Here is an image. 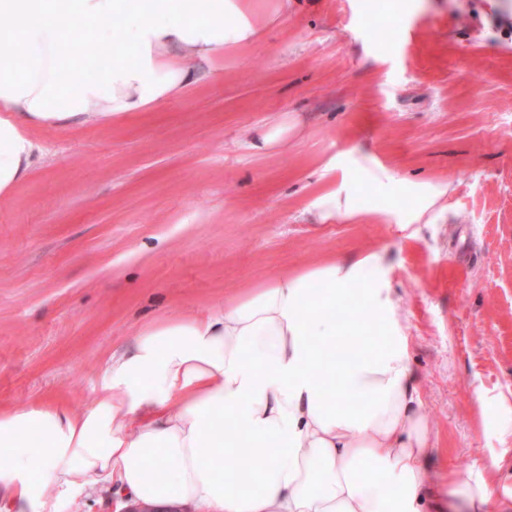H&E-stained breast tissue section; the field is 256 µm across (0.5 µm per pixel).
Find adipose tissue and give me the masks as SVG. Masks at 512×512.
I'll list each match as a JSON object with an SVG mask.
<instances>
[{
	"instance_id": "obj_1",
	"label": "adipose tissue",
	"mask_w": 512,
	"mask_h": 512,
	"mask_svg": "<svg viewBox=\"0 0 512 512\" xmlns=\"http://www.w3.org/2000/svg\"><path fill=\"white\" fill-rule=\"evenodd\" d=\"M0 197L24 182L34 128L110 125L198 82L260 35L250 0H0ZM121 49L100 77L60 42L89 25ZM355 302V317L337 308ZM405 319L378 254L330 257L193 317L141 327L93 402L0 408V512H55L47 489L118 483L133 501L197 512H485L496 462L430 479L435 454ZM374 336L371 351L338 340ZM345 394L336 403L327 390ZM240 466L225 470V458Z\"/></svg>"
}]
</instances>
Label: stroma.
Masks as SVG:
<instances>
[{"instance_id": "1", "label": "stroma", "mask_w": 512, "mask_h": 512, "mask_svg": "<svg viewBox=\"0 0 512 512\" xmlns=\"http://www.w3.org/2000/svg\"><path fill=\"white\" fill-rule=\"evenodd\" d=\"M261 35L118 125L36 129L0 200V407L89 405L145 324L284 269L379 253L436 466L512 494V0H252ZM291 122L288 148L250 144ZM352 208L323 224L329 189ZM439 192L423 223L412 216ZM408 225L401 236L398 225ZM57 512H120L106 483ZM350 209V196L341 195V192L330 190L318 195L311 204L309 213L318 221L326 222L336 218V213L348 211Z\"/></svg>"}]
</instances>
